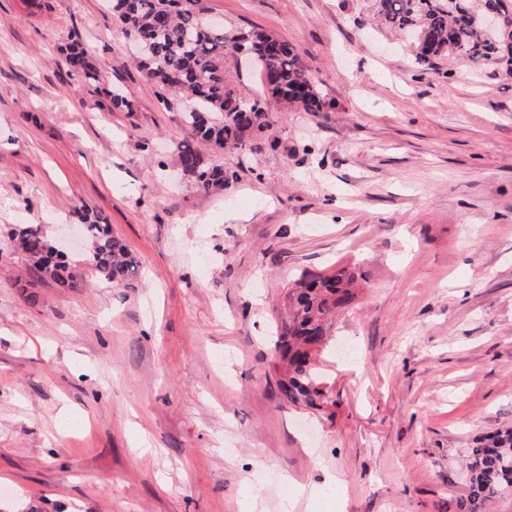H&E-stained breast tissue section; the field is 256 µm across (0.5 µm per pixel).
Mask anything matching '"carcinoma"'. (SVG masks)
Segmentation results:
<instances>
[{
	"label": "carcinoma",
	"instance_id": "1",
	"mask_svg": "<svg viewBox=\"0 0 512 512\" xmlns=\"http://www.w3.org/2000/svg\"><path fill=\"white\" fill-rule=\"evenodd\" d=\"M121 32L138 45V69L157 95H181L190 102L183 114L185 136L178 144L182 172L205 193L229 184L232 176L220 164L204 163L203 146L261 153L273 147L270 103L316 114L331 107L302 65L298 49L263 32L211 20L207 0H110ZM484 6L498 8L503 21L491 31L480 19ZM378 22L400 34L411 33L410 48L419 75L437 70L443 58H460L474 71L493 67L512 75V11L505 0H373ZM245 50L256 70L270 76L263 94L243 95L228 64ZM66 59L85 81L98 80L75 34ZM91 242L87 262L105 281L129 288L140 276L141 262L112 234L100 215H81ZM13 246L41 277L60 288H77L81 274L45 234L40 224H18ZM355 277L345 267L330 273L303 275L288 287L286 316L276 326L275 356L283 378L279 399L322 410L329 404L320 388L316 355L327 346L330 329L343 309L357 299ZM465 479L448 496V512H487L502 498H512V428H504L464 450Z\"/></svg>",
	"mask_w": 512,
	"mask_h": 512
}]
</instances>
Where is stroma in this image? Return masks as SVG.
<instances>
[{
  "label": "stroma",
  "instance_id": "35a3bbf8",
  "mask_svg": "<svg viewBox=\"0 0 512 512\" xmlns=\"http://www.w3.org/2000/svg\"><path fill=\"white\" fill-rule=\"evenodd\" d=\"M211 5L294 43L332 107L273 106L261 154L203 150L236 174L206 194L185 102L105 0H0V512H447L462 449L512 427V77L418 75L358 28L369 0ZM74 33L96 82L65 61ZM82 209L139 258L135 287L86 242L74 289L14 250V225L53 239ZM346 265L361 291L331 334L354 356L323 354V413L282 404V294Z\"/></svg>",
  "mask_w": 512,
  "mask_h": 512
}]
</instances>
